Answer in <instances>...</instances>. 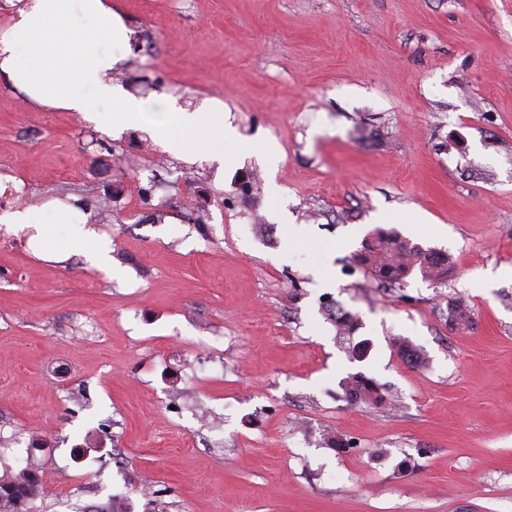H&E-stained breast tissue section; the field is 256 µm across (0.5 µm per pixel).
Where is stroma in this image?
I'll return each mask as SVG.
<instances>
[{
	"label": "stroma",
	"instance_id": "35a3bbf8",
	"mask_svg": "<svg viewBox=\"0 0 512 512\" xmlns=\"http://www.w3.org/2000/svg\"><path fill=\"white\" fill-rule=\"evenodd\" d=\"M112 4L151 117L0 78V170L110 256L0 237V475L60 484L31 512H87L88 485L130 512H512V0ZM173 108L234 137L173 150ZM375 230L451 254L447 282L379 287L352 259ZM357 372L385 403L346 397Z\"/></svg>",
	"mask_w": 512,
	"mask_h": 512
}]
</instances>
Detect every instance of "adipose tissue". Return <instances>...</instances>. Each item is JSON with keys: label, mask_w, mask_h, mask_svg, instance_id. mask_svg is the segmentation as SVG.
<instances>
[{"label": "adipose tissue", "mask_w": 512, "mask_h": 512, "mask_svg": "<svg viewBox=\"0 0 512 512\" xmlns=\"http://www.w3.org/2000/svg\"><path fill=\"white\" fill-rule=\"evenodd\" d=\"M129 40L130 32L110 0H30L10 29L0 75L32 102L83 115L108 103L110 122L135 125L145 105L122 98L111 78L121 61L113 47ZM223 125L220 112H168L159 121L163 137L177 150H209L210 132ZM78 218L75 208L44 206L12 213L5 221L49 234L56 225Z\"/></svg>", "instance_id": "adipose-tissue-1"}]
</instances>
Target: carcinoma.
I'll return each instance as SVG.
<instances>
[{
	"instance_id": "carcinoma-1",
	"label": "carcinoma",
	"mask_w": 512,
	"mask_h": 512,
	"mask_svg": "<svg viewBox=\"0 0 512 512\" xmlns=\"http://www.w3.org/2000/svg\"><path fill=\"white\" fill-rule=\"evenodd\" d=\"M354 261L382 287L399 285L414 273L438 283L448 277L452 267L448 255L382 231L364 241ZM344 391L349 399L368 404L380 403L382 396L376 381L363 373L348 376ZM41 489L38 471L30 467L0 476V512H28V505L41 495Z\"/></svg>"
}]
</instances>
